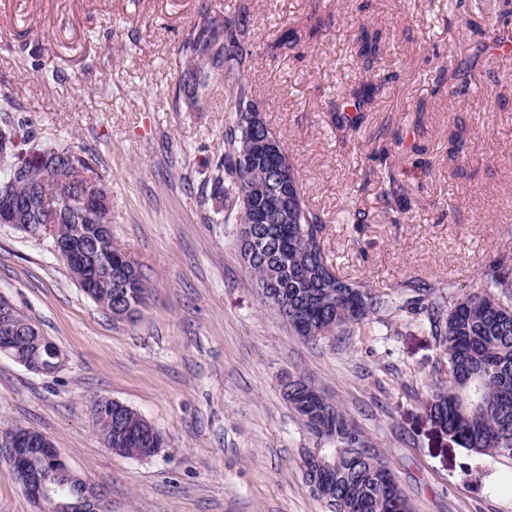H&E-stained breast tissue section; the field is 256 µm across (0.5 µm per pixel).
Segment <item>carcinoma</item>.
I'll list each match as a JSON object with an SVG mask.
<instances>
[{"mask_svg": "<svg viewBox=\"0 0 512 512\" xmlns=\"http://www.w3.org/2000/svg\"><path fill=\"white\" fill-rule=\"evenodd\" d=\"M238 13L224 19V28L209 21L197 25L191 43L184 90L190 96L206 86L210 74L224 73L225 111L224 154L215 163V190L235 198V215L216 222L227 224L230 218L240 225L237 249L248 261L265 304L273 308L290 330L305 341L348 336L372 320L383 322L387 311L424 317L447 356L445 367L437 368L430 386L429 416L462 447L478 454L512 460V256L501 255L480 274L481 285L467 294L445 292L443 286L419 279L405 283L412 297L401 303L391 295L338 275L322 247L326 225L320 214L299 196L300 223L288 225V233H266L259 242L247 235L253 204L269 184L266 169H255L249 180L240 179L237 159L250 130L239 108V98L251 93L245 72L250 68L252 51L240 47L239 59L225 63L224 38ZM300 37L295 29H285L271 50H295ZM396 78L394 73H375L374 78L355 88L348 97L334 104V122L338 129L354 131L363 113L374 102L376 91ZM65 155L60 165L43 175L35 184L9 181L11 168L0 156V186L7 184L17 196L31 198V211L23 224H61L81 235L95 224L108 221L107 211H88L80 201L59 203L57 187L61 183L78 189L95 181L103 185L88 158L70 147L57 146ZM387 147L373 152V159L387 165V186L383 196L393 201L396 216L408 211V198L392 172L393 162ZM367 215L361 201L352 197L347 223L361 231ZM124 249L114 242L94 253L100 266L112 267V288L99 289L92 297L98 306L111 310L115 292H120L131 315L140 313L148 287L139 269L129 265L115 267ZM31 321L16 310L14 325L19 327L13 339L21 351L32 347L38 337L26 332ZM288 406L315 448L336 453V471L317 468L314 456L302 457L304 478L312 493L325 501L330 512H411L409 501L395 474L374 449L367 434L337 404L316 391L303 374L288 377ZM92 425L102 440L125 442L112 452L126 458L143 459L154 455L163 442L143 443L155 427L131 407L110 398L93 401ZM53 512H78L67 490L58 489L50 502Z\"/></svg>", "mask_w": 512, "mask_h": 512, "instance_id": "1", "label": "carcinoma"}]
</instances>
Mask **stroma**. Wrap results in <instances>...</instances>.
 I'll use <instances>...</instances> for the list:
<instances>
[{"label": "stroma", "mask_w": 512, "mask_h": 512, "mask_svg": "<svg viewBox=\"0 0 512 512\" xmlns=\"http://www.w3.org/2000/svg\"><path fill=\"white\" fill-rule=\"evenodd\" d=\"M0 0V105L30 120L41 144L84 151L112 198V238L149 288L136 321L117 320L83 292L51 240L0 225V296L60 349L52 376L0 356V440L42 433L104 494L110 512H329L303 477L308 439L282 397L308 375L372 439L413 512H512L498 487L512 461L462 448L426 408L445 355L416 318L388 316L336 341L293 335L242 264L238 224H214L233 199L213 194L224 152V78L200 98L179 92L183 46L200 19L247 12L254 56L246 79L325 224L340 276L405 297V282L475 287L490 256L512 253V54L479 50L472 31L512 27V0ZM319 25L310 34L311 25ZM305 53H274L285 26ZM379 32L377 68L397 72L358 129L330 110L370 81L357 54L361 26ZM57 78L43 76L45 62ZM468 67L458 99L440 72ZM462 126L460 162L448 133ZM391 149L409 199L400 223L379 196L375 137ZM370 221H345L353 194ZM120 401L165 445L136 460L106 448L91 401Z\"/></svg>", "instance_id": "35a3bbf8"}]
</instances>
